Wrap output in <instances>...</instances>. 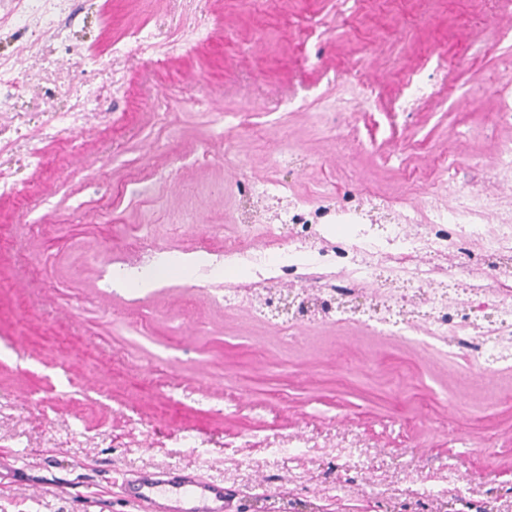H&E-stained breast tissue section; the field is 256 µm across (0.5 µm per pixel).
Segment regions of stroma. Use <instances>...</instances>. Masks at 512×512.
<instances>
[{
  "label": "stroma",
  "mask_w": 512,
  "mask_h": 512,
  "mask_svg": "<svg viewBox=\"0 0 512 512\" xmlns=\"http://www.w3.org/2000/svg\"><path fill=\"white\" fill-rule=\"evenodd\" d=\"M4 60L21 80L0 106V451L24 468L0 512H138L114 468L179 463L331 512H436L452 494L512 512V370L468 365L465 324L512 277L469 266L482 290L445 298L448 344L423 316L414 344L351 319L282 331L234 268L193 288L177 268L111 280L160 250L222 253L242 211L271 223L245 180L385 217L450 209L448 178L487 195L478 223L512 219L495 166L512 126L487 89L512 80V25L490 0H65L36 31L0 0ZM230 291L240 303L216 304Z\"/></svg>",
  "instance_id": "obj_1"
}]
</instances>
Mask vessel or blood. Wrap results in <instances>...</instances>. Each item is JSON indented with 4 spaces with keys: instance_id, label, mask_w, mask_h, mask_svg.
<instances>
[{
    "instance_id": "vessel-or-blood-1",
    "label": "vessel or blood",
    "mask_w": 512,
    "mask_h": 512,
    "mask_svg": "<svg viewBox=\"0 0 512 512\" xmlns=\"http://www.w3.org/2000/svg\"><path fill=\"white\" fill-rule=\"evenodd\" d=\"M118 489L140 512H240L247 500L196 465L126 469Z\"/></svg>"
}]
</instances>
